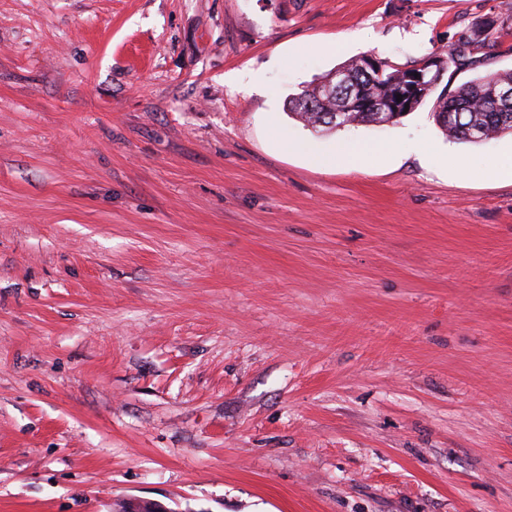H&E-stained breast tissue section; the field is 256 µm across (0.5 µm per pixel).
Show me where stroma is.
<instances>
[{
  "instance_id": "35a3bbf8",
  "label": "stroma",
  "mask_w": 512,
  "mask_h": 512,
  "mask_svg": "<svg viewBox=\"0 0 512 512\" xmlns=\"http://www.w3.org/2000/svg\"><path fill=\"white\" fill-rule=\"evenodd\" d=\"M485 17L0 0V512H512V136L287 110ZM113 512H171L162 504L147 499L125 498L119 500L112 508ZM111 511V512H112Z\"/></svg>"
}]
</instances>
